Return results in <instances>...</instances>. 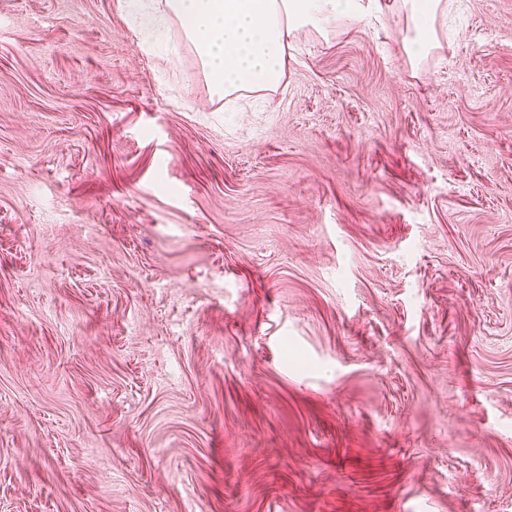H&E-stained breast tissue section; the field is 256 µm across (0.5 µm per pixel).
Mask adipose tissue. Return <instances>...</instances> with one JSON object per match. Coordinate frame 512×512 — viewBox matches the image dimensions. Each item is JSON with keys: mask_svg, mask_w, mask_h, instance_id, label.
<instances>
[{"mask_svg": "<svg viewBox=\"0 0 512 512\" xmlns=\"http://www.w3.org/2000/svg\"><path fill=\"white\" fill-rule=\"evenodd\" d=\"M406 22L403 50L410 61L438 45L446 0H396ZM385 0H144L139 21L157 29L177 22L194 44L215 93L274 89L284 80L293 36L311 26L324 32L380 21Z\"/></svg>", "mask_w": 512, "mask_h": 512, "instance_id": "adipose-tissue-1", "label": "adipose tissue"}]
</instances>
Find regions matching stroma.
<instances>
[{"label":"stroma","instance_id":"1","mask_svg":"<svg viewBox=\"0 0 512 512\" xmlns=\"http://www.w3.org/2000/svg\"><path fill=\"white\" fill-rule=\"evenodd\" d=\"M404 29L0 0V512H512V0ZM141 3L147 29L179 23L194 44L217 94L274 89L284 80L293 36L311 26L326 33L341 25L381 21L382 0H163L156 10Z\"/></svg>","mask_w":512,"mask_h":512}]
</instances>
